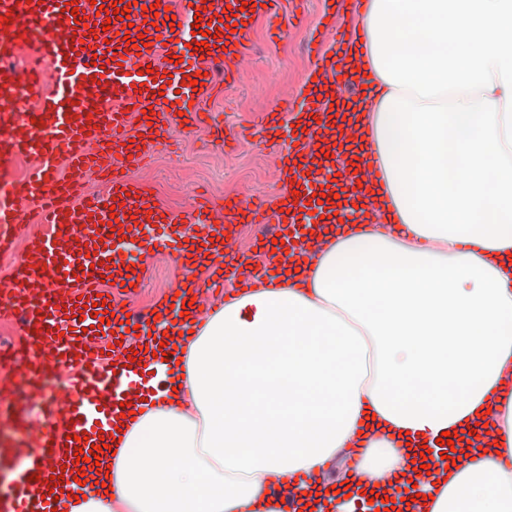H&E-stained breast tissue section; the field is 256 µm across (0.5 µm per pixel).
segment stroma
Instances as JSON below:
<instances>
[{
  "label": "stroma",
  "mask_w": 512,
  "mask_h": 512,
  "mask_svg": "<svg viewBox=\"0 0 512 512\" xmlns=\"http://www.w3.org/2000/svg\"><path fill=\"white\" fill-rule=\"evenodd\" d=\"M324 9L323 0H306L297 16L285 26L283 37L268 39L264 17L254 16L255 41L246 54L240 76L226 85L222 98L213 102L222 111L225 131L253 126L260 113L281 107L299 96L313 60L305 44ZM176 151L158 150L130 174L155 199L157 206L180 212L191 203L194 191L208 192L215 208L228 199L249 203L270 199L283 187L277 162L279 140L270 135L252 136L239 144L222 145L173 128ZM180 269L162 247L148 250L140 267L142 287L130 305L147 308L165 298L176 284ZM23 337L11 327L0 328V444L24 448L28 426L46 421L54 395L46 390L40 401H32L25 371Z\"/></svg>",
  "instance_id": "1"
}]
</instances>
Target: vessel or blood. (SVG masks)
Wrapping results in <instances>:
<instances>
[{
  "label": "vessel or blood",
  "instance_id": "vessel-or-blood-1",
  "mask_svg": "<svg viewBox=\"0 0 512 512\" xmlns=\"http://www.w3.org/2000/svg\"><path fill=\"white\" fill-rule=\"evenodd\" d=\"M113 0H0V166L21 155L34 162L8 189L0 188V245L26 231L28 215L47 228L32 237L27 256L15 260L11 278L0 279V321H18L37 355L32 373L36 387L62 379L60 398L50 407L47 424L33 432L23 462L0 487V512H52L50 475L71 465L75 452L89 450L126 401L132 384L146 368L126 359L128 326L148 333L144 314L126 316L121 286L137 283L132 255L119 254L114 239L145 246L161 243L178 264L189 249L219 253L228 225L247 219L277 233L278 212L258 202L216 210L209 197L197 195L178 227L175 215L158 209L142 186L124 170L140 164L150 151L167 144L169 131L220 132L222 123L205 96L220 93L213 74L238 76L251 40L253 7H260L273 29L284 15L279 0H188L175 20L156 16L169 0H137L128 20L116 16ZM321 34L310 38L309 53L323 57L326 36L339 52L354 49L360 34L339 36L336 23L360 0H326ZM236 16L227 28L223 11ZM96 20L84 27V17ZM209 23L207 48L187 53L196 37L195 18ZM28 52L48 74L51 89L38 94L36 77L18 81L9 70L11 55ZM182 63H175V56ZM177 100L181 113L170 110ZM307 113L345 112L332 88L317 83L302 95ZM318 126L299 125L284 142L278 159L292 169L303 187L299 204L318 190L319 179L304 163L313 156ZM107 183L103 194L86 192L91 178Z\"/></svg>",
  "mask_w": 512,
  "mask_h": 512
}]
</instances>
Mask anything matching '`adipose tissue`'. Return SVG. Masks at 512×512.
<instances>
[{
  "mask_svg": "<svg viewBox=\"0 0 512 512\" xmlns=\"http://www.w3.org/2000/svg\"><path fill=\"white\" fill-rule=\"evenodd\" d=\"M356 24L347 65L374 93L313 159L369 154L374 179L330 186L332 217L262 287L193 309V339L157 321L161 390L130 396L63 512H277L271 480L300 472L311 504L347 489L323 478L339 450L380 485L409 440L484 411L494 450L419 489L431 512H512V0H366Z\"/></svg>",
  "mask_w": 512,
  "mask_h": 512,
  "instance_id": "1",
  "label": "adipose tissue"
}]
</instances>
